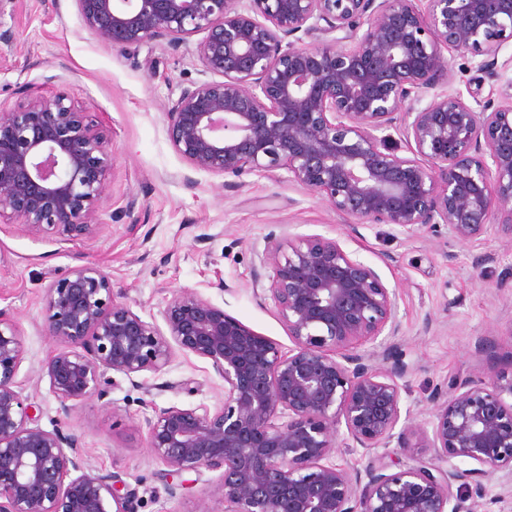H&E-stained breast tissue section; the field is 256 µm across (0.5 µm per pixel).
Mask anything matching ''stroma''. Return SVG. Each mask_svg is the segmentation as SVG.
<instances>
[{"label":"stroma","instance_id":"1","mask_svg":"<svg viewBox=\"0 0 512 512\" xmlns=\"http://www.w3.org/2000/svg\"><path fill=\"white\" fill-rule=\"evenodd\" d=\"M198 36L178 49L154 42L121 49L99 42L82 24L75 0H7L0 8V109L28 93H67L106 136L113 164L93 237H36L22 225L0 226V309L21 334L16 382L47 431L75 436L87 464L118 475L136 495L135 512H224L218 473H188L168 492L164 467L147 448L154 408L215 407L224 381L194 355H178L160 373L114 374L113 386L68 416L39 370L58 349L41 330L50 281L95 263L147 321L162 323L173 292L192 289L281 348L292 342L270 298L254 291L258 252L267 238L322 235L373 267L400 293V349L410 366L400 380L405 404L428 418L432 390L458 375L481 374L480 348L493 342L498 370L512 373V243L490 235L479 246L390 224H360L289 181L286 170L239 176L193 170L172 147L166 109L182 88L204 80ZM452 91L498 98L478 58L451 59Z\"/></svg>","mask_w":512,"mask_h":512}]
</instances>
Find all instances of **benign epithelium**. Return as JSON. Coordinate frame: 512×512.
Wrapping results in <instances>:
<instances>
[{"label":"benign epithelium","instance_id":"1","mask_svg":"<svg viewBox=\"0 0 512 512\" xmlns=\"http://www.w3.org/2000/svg\"><path fill=\"white\" fill-rule=\"evenodd\" d=\"M101 43L196 54L217 76L181 90L166 112L175 151L212 174L288 171L340 216L413 234L442 224L479 245L512 242V0H75ZM332 38L312 48L303 37ZM481 56L497 105L449 90L445 53ZM408 154L393 147L390 131ZM111 166L108 142L65 94L0 111V223L35 236L87 238ZM263 292L293 347L284 352L192 289L172 294L165 328L142 319L92 263L52 280L42 331L59 349L41 367L68 415L108 384L158 373L175 352L224 380L211 409L167 407L146 447L180 477L218 471L224 512H480L453 492L512 476V377L456 376L413 421L398 379V292L334 238L265 243ZM392 339L379 352L358 346ZM19 330L0 309V512H132L134 493L93 471L78 439L38 425L17 390ZM404 432L395 434L400 422ZM363 469L333 462L339 428Z\"/></svg>","mask_w":512,"mask_h":512}]
</instances>
